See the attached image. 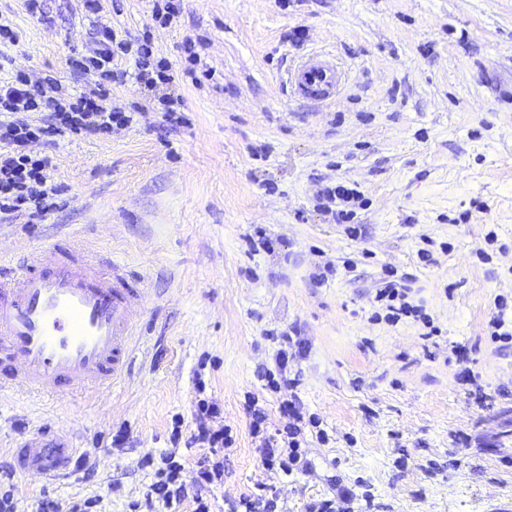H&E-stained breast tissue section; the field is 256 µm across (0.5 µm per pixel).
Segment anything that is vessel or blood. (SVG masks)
Wrapping results in <instances>:
<instances>
[{
	"label": "vessel or blood",
	"instance_id": "vessel-or-blood-1",
	"mask_svg": "<svg viewBox=\"0 0 512 512\" xmlns=\"http://www.w3.org/2000/svg\"><path fill=\"white\" fill-rule=\"evenodd\" d=\"M345 74L329 54L308 55L293 70L298 99L325 106ZM142 281L118 256L87 249L37 252L0 260V394L24 391L58 400L76 386L123 381L143 316ZM74 445L51 428L15 450L20 471L50 479L70 469Z\"/></svg>",
	"mask_w": 512,
	"mask_h": 512
}]
</instances>
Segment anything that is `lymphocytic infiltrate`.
I'll list each match as a JSON object with an SVG mask.
<instances>
[{
	"label": "lymphocytic infiltrate",
	"mask_w": 512,
	"mask_h": 512,
	"mask_svg": "<svg viewBox=\"0 0 512 512\" xmlns=\"http://www.w3.org/2000/svg\"><path fill=\"white\" fill-rule=\"evenodd\" d=\"M83 8L97 18L84 52L69 57L67 64L73 85L63 84L53 75L31 80L20 70H11L0 78V220L27 216L38 224L54 209L60 187L54 180L53 166L47 154L61 139L70 137H107L113 129L128 128L140 115V108H126L116 102L112 86L126 80L144 91L157 93L162 106L163 126L181 123L184 82L200 85L204 64L193 40L183 44L179 63L159 56L149 34L131 38L119 35L110 23L99 20L101 0H83ZM25 112L38 113V120H22ZM376 301L387 324H397L412 317L427 321L422 305L413 304L409 287L399 281L385 282ZM306 344L296 341L294 349L279 348L273 366L261 367L260 377L274 393L299 384L292 377L289 363L304 355ZM196 397L191 423L175 419L172 443L202 449L197 460V479L185 484L182 464L173 454L162 455L155 480L144 494L146 508L162 504L166 512H210L209 489L224 478V458L234 450L236 439L229 425L221 421L222 410L206 394L204 381L195 384ZM245 410L250 432L258 439V451L265 470L286 477L307 475L311 465L303 447L306 427H314L318 441L328 439L320 429L318 417L305 416L299 397L282 401L280 412L286 423L282 429L268 432L267 414L254 393H247Z\"/></svg>",
	"instance_id": "lymphocytic-infiltrate-1"
}]
</instances>
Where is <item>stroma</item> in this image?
Here are the masks:
<instances>
[{"instance_id":"obj_1","label":"stroma","mask_w":512,"mask_h":512,"mask_svg":"<svg viewBox=\"0 0 512 512\" xmlns=\"http://www.w3.org/2000/svg\"><path fill=\"white\" fill-rule=\"evenodd\" d=\"M102 5L130 34L150 21V0ZM47 7L50 25L0 0L15 66L34 80L68 77L91 29L80 0ZM181 14L154 29L156 48L175 61L203 38L213 71L185 88L183 127L160 130L150 109L110 137L61 142L59 207L40 224L0 222V255L61 239L113 251L149 292L128 381L73 401L0 395V467L44 424L77 448L70 479L17 471L0 497L13 512L45 497L130 512L154 480L145 457L170 448L201 379L237 432L213 512L262 483L283 512H305L334 481L386 512H512V344L489 327L498 299L512 308V0H181ZM311 52L347 74L326 107L290 94ZM323 180L360 191L359 237L319 211ZM406 273L436 336L372 319L377 289ZM294 330L308 345L291 365L297 393L330 442L307 433L310 474L281 480L262 467L244 394L283 427L257 369Z\"/></svg>"}]
</instances>
